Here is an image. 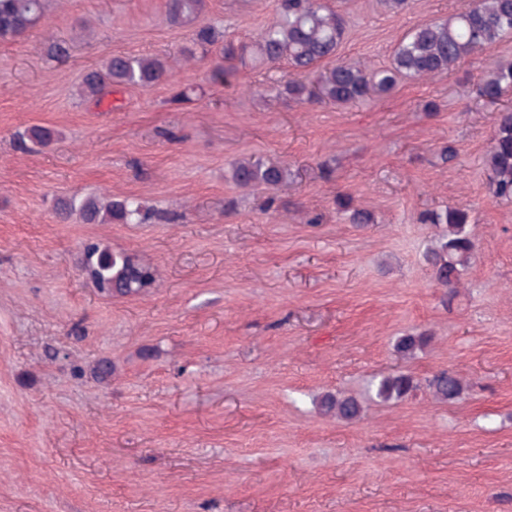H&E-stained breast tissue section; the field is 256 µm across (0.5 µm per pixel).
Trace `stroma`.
<instances>
[{
	"instance_id": "35a3bbf8",
	"label": "stroma",
	"mask_w": 512,
	"mask_h": 512,
	"mask_svg": "<svg viewBox=\"0 0 512 512\" xmlns=\"http://www.w3.org/2000/svg\"><path fill=\"white\" fill-rule=\"evenodd\" d=\"M206 3L239 41L275 13ZM470 3L336 0L350 20L337 57L387 64L408 30ZM191 37L165 0H49L39 26L0 41V512H512V202L488 193L495 112L475 96L512 39L343 107L274 98L284 63L212 85L209 61L183 59ZM115 54L173 68L82 101V74ZM34 125L54 141L19 148ZM243 157L287 164V189L237 187ZM85 194L156 216H56L58 198ZM340 194L373 223H347ZM447 205L470 208L475 248L446 305L421 253L438 232L425 212ZM90 242L138 254L153 288L98 294L79 269ZM412 331L432 340L399 359ZM104 358L107 384L93 376ZM400 369H450L467 389L365 401L350 423L320 414L323 394L363 398Z\"/></svg>"
}]
</instances>
